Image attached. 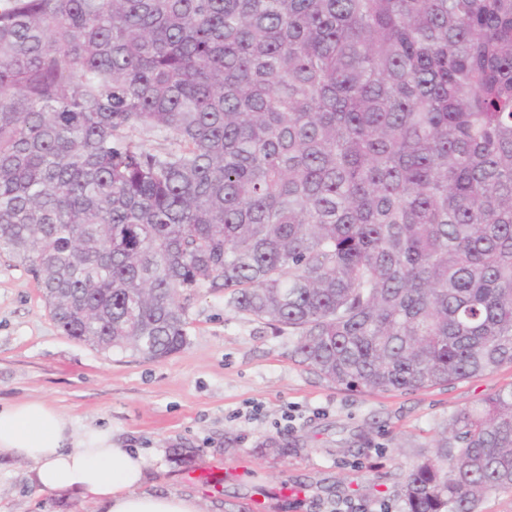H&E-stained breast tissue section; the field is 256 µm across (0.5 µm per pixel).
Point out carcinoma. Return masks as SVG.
Returning a JSON list of instances; mask_svg holds the SVG:
<instances>
[{"instance_id":"1","label":"carcinoma","mask_w":512,"mask_h":512,"mask_svg":"<svg viewBox=\"0 0 512 512\" xmlns=\"http://www.w3.org/2000/svg\"><path fill=\"white\" fill-rule=\"evenodd\" d=\"M2 254L102 351L222 288L348 389L511 365L512 0H0ZM436 448L407 512L512 488V385Z\"/></svg>"}]
</instances>
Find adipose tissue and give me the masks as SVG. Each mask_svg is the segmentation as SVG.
I'll return each instance as SVG.
<instances>
[{"instance_id": "ef3b65f1", "label": "adipose tissue", "mask_w": 512, "mask_h": 512, "mask_svg": "<svg viewBox=\"0 0 512 512\" xmlns=\"http://www.w3.org/2000/svg\"><path fill=\"white\" fill-rule=\"evenodd\" d=\"M1 455L30 463L39 490L71 492L98 512H200L197 496L144 490V454L117 447L105 429L74 434L67 419L41 401L0 407Z\"/></svg>"}]
</instances>
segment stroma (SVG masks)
<instances>
[{"instance_id":"35a3bbf8","label":"stroma","mask_w":512,"mask_h":512,"mask_svg":"<svg viewBox=\"0 0 512 512\" xmlns=\"http://www.w3.org/2000/svg\"><path fill=\"white\" fill-rule=\"evenodd\" d=\"M189 343L153 361L63 335L33 275L0 256V404L42 400L80 431L111 429L149 458L144 487L200 499L202 512H406L407 468L432 456L450 418L512 384V365L410 392L333 384L295 361L294 338L227 306L220 288L187 303ZM289 443L280 457L268 440ZM186 448L190 464L169 451ZM226 470L221 489L199 481ZM27 462L0 457V512H94L43 492Z\"/></svg>"}]
</instances>
